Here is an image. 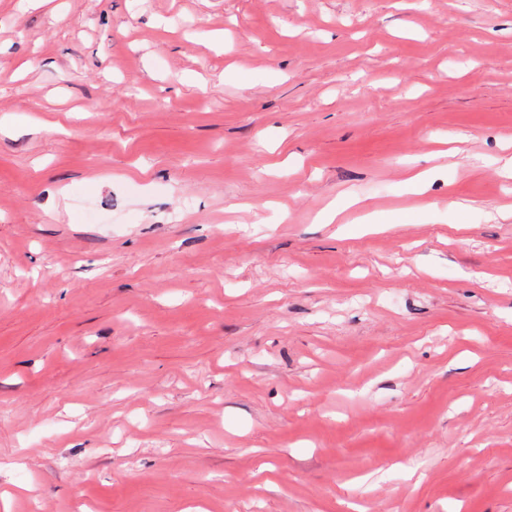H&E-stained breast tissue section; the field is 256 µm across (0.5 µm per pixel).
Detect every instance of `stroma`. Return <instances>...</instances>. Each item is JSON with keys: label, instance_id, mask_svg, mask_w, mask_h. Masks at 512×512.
<instances>
[{"label": "stroma", "instance_id": "35a3bbf8", "mask_svg": "<svg viewBox=\"0 0 512 512\" xmlns=\"http://www.w3.org/2000/svg\"><path fill=\"white\" fill-rule=\"evenodd\" d=\"M4 116L0 512H512V0H0Z\"/></svg>", "mask_w": 512, "mask_h": 512}]
</instances>
